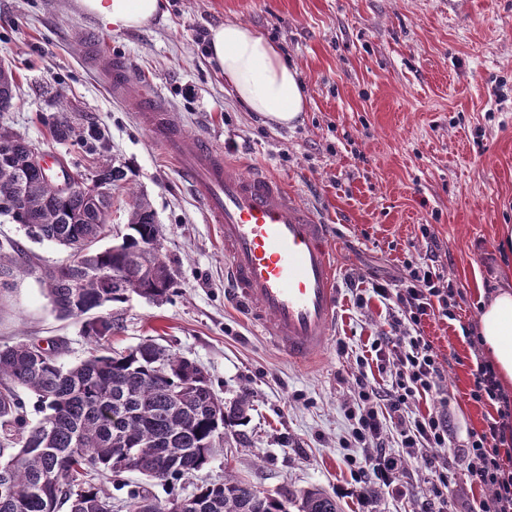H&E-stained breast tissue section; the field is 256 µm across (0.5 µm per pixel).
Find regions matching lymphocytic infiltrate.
<instances>
[{
    "instance_id": "lymphocytic-infiltrate-1",
    "label": "lymphocytic infiltrate",
    "mask_w": 512,
    "mask_h": 512,
    "mask_svg": "<svg viewBox=\"0 0 512 512\" xmlns=\"http://www.w3.org/2000/svg\"><path fill=\"white\" fill-rule=\"evenodd\" d=\"M395 283H372L369 294H357V306L368 296L385 304L389 331L373 339L374 359L357 358L358 370L343 405L348 433L340 445L350 449L347 464L357 483H376L387 493L406 494V463L416 460L434 479L419 512H447L457 466L486 491L479 512H512V395L505 392L493 363L481 352L473 327L462 330L475 359L471 370L472 401L492 404L497 414L481 431L469 434L460 451L448 447L447 368L423 326L431 319L457 317L461 292L437 273L434 263L407 262ZM376 363L389 384H371L366 368ZM433 400L428 413L416 411L420 399Z\"/></svg>"
}]
</instances>
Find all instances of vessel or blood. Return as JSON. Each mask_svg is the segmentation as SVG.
Instances as JSON below:
<instances>
[{
    "instance_id": "vessel-or-blood-1",
    "label": "vessel or blood",
    "mask_w": 512,
    "mask_h": 512,
    "mask_svg": "<svg viewBox=\"0 0 512 512\" xmlns=\"http://www.w3.org/2000/svg\"><path fill=\"white\" fill-rule=\"evenodd\" d=\"M87 63L106 75L113 96L127 97L134 79L123 63L96 52ZM140 95L144 125L224 232L225 273L237 305L274 346L308 362L327 347L337 310L327 226L282 180L244 173L221 147L189 136L158 94Z\"/></svg>"
}]
</instances>
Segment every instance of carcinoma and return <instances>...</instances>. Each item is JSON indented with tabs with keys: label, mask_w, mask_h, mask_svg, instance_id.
<instances>
[{
	"label": "carcinoma",
	"mask_w": 512,
	"mask_h": 512,
	"mask_svg": "<svg viewBox=\"0 0 512 512\" xmlns=\"http://www.w3.org/2000/svg\"><path fill=\"white\" fill-rule=\"evenodd\" d=\"M15 76L0 68V112L12 105ZM60 140L82 137L67 117L55 120ZM0 200L16 191L24 176L20 213L13 217L29 237L72 251V260L44 274L43 284L62 317L79 319L131 295L150 302L167 299L174 279L166 256L155 245L163 241L149 202L135 200L127 233L116 251L98 243L112 232L111 198L97 186L126 178L123 168L94 167L93 185L67 193L66 179L29 168L34 147L23 137L0 131ZM24 270L15 255L0 250V277ZM90 351L80 363L65 366L35 353L21 342L0 346V431L11 447L0 448V512H112V495L94 482L106 471L112 477L138 472L172 488L207 470L224 454V430L248 421L249 401L230 404L215 393L210 378L188 358L152 339L125 351L109 344L114 324L104 317L85 322ZM34 393L44 415L27 419L26 404L16 392ZM126 512H342L333 497L318 488L264 496L233 470L219 482L203 480L183 495L161 503L145 489H132Z\"/></svg>",
	"instance_id": "carcinoma-1"
}]
</instances>
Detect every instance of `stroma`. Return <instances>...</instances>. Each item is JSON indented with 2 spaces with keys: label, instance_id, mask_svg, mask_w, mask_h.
<instances>
[{
  "label": "stroma",
  "instance_id": "35a3bbf8",
  "mask_svg": "<svg viewBox=\"0 0 512 512\" xmlns=\"http://www.w3.org/2000/svg\"><path fill=\"white\" fill-rule=\"evenodd\" d=\"M253 25L275 42L306 86L308 104L294 125H271L232 96L207 60L211 26ZM98 43L134 77L161 94L186 131L220 143L247 170L280 178L320 223L329 225L343 286L334 328L346 355L328 345L298 365L261 336L224 286V243L186 179L137 118L135 97L117 101L107 79L87 66ZM0 58L16 79L0 128L23 136L41 155L84 171L108 161L126 179L112 189L115 244L136 196H145L164 232L175 284L156 304L138 296L102 310L116 350L157 343L196 362L224 402L248 397L250 421L227 433L231 457H218L258 489L316 486L342 512H415L429 472L408 466L412 495L375 491L364 506L339 441L348 430L353 358L388 330L377 298L356 308L347 279L398 281L404 264L425 257L420 227L438 244L437 270L464 293L460 318L424 326L448 370L452 447L495 414L469 400L470 349L462 326L503 283L512 256L500 233L512 225V0H168V15L140 29L117 30L79 12L74 0H0ZM83 129L80 140L54 138L56 117ZM21 250L24 274L0 287V345L52 347L66 365L85 358L82 320L56 313L42 284L68 250L29 238L0 216V244Z\"/></svg>",
  "mask_w": 512,
  "mask_h": 512
}]
</instances>
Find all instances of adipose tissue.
<instances>
[{
    "label": "adipose tissue",
    "instance_id": "adipose-tissue-1",
    "mask_svg": "<svg viewBox=\"0 0 512 512\" xmlns=\"http://www.w3.org/2000/svg\"><path fill=\"white\" fill-rule=\"evenodd\" d=\"M78 8L103 25L122 30L147 26L167 12V0H77ZM208 60L224 82L249 110L270 123L294 124L307 105L305 85L296 68L261 31L228 20L211 27L207 37ZM478 333L497 374L512 383V289H498L483 304Z\"/></svg>",
    "mask_w": 512,
    "mask_h": 512
}]
</instances>
